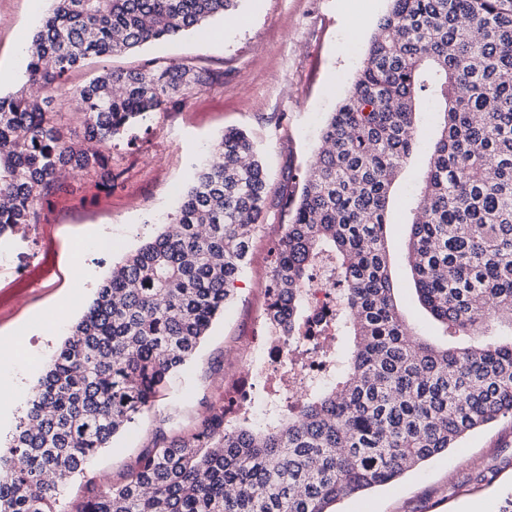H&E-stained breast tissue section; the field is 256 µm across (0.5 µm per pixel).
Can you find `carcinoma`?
<instances>
[{
    "label": "carcinoma",
    "mask_w": 512,
    "mask_h": 512,
    "mask_svg": "<svg viewBox=\"0 0 512 512\" xmlns=\"http://www.w3.org/2000/svg\"><path fill=\"white\" fill-rule=\"evenodd\" d=\"M238 0H52L27 47L24 87L0 96V239L40 223L41 203L76 169L112 185V145L218 76L176 61L69 73L198 30ZM354 84L331 113L270 269L267 326L309 323L305 284L341 285L321 349L336 376L311 384L264 430L207 410L158 439L119 479L87 481L112 438L150 410L194 356L263 228L266 174L247 136L224 131L164 230L112 267L0 448V512H334L397 480L470 433L512 416V0H388ZM81 101V137L53 114ZM440 120L408 209L418 298L462 347L416 336L394 295L385 243L392 187L413 154L423 102Z\"/></svg>",
    "instance_id": "cac0c4a2"
}]
</instances>
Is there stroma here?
<instances>
[{"label": "stroma", "mask_w": 512, "mask_h": 512, "mask_svg": "<svg viewBox=\"0 0 512 512\" xmlns=\"http://www.w3.org/2000/svg\"><path fill=\"white\" fill-rule=\"evenodd\" d=\"M388 0H239L232 15L142 49L92 59L70 72L68 87L105 69L133 68L145 60H174L220 74L218 84L185 104L155 113L112 149L118 178L107 187L73 172L67 188L43 205L28 241L12 244L0 260V342H16L14 368L34 385L64 341L68 328L54 324L60 295L72 319L90 305L115 263L156 235L177 207L193 166L224 130H243L266 170L265 226L249 263L235 283L195 357L174 376L155 406L102 450L87 477L116 480L169 426L188 431L205 410L232 399L252 352L248 338L264 322L269 272L283 224L287 193L299 189L330 112L341 102L361 65ZM47 0H0V95L25 82L30 43L47 13ZM417 153L401 170L386 228V244L401 312L433 342L438 325L420 305L405 260L408 228L401 222L424 165ZM512 500V418L462 440L399 480L342 499L338 512H501Z\"/></svg>", "instance_id": "35a3bbf8"}]
</instances>
